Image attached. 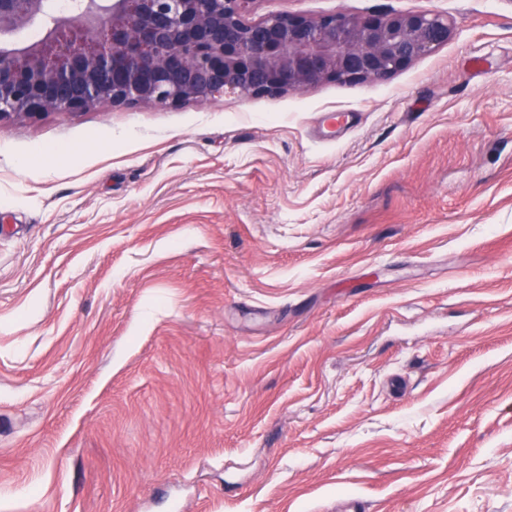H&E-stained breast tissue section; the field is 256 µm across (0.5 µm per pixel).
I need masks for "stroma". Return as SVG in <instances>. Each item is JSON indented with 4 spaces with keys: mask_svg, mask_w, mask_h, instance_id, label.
Wrapping results in <instances>:
<instances>
[{
    "mask_svg": "<svg viewBox=\"0 0 512 512\" xmlns=\"http://www.w3.org/2000/svg\"><path fill=\"white\" fill-rule=\"evenodd\" d=\"M421 10L379 82L0 125V512H512V0L250 18Z\"/></svg>",
    "mask_w": 512,
    "mask_h": 512,
    "instance_id": "stroma-1",
    "label": "stroma"
}]
</instances>
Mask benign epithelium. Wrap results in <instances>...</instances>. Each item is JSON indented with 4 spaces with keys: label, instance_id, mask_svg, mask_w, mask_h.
Masks as SVG:
<instances>
[{
    "label": "benign epithelium",
    "instance_id": "benign-epithelium-1",
    "mask_svg": "<svg viewBox=\"0 0 512 512\" xmlns=\"http://www.w3.org/2000/svg\"><path fill=\"white\" fill-rule=\"evenodd\" d=\"M254 0H0V123L101 105L171 106L383 80L448 41L429 11L270 16ZM39 28L23 45L17 35Z\"/></svg>",
    "mask_w": 512,
    "mask_h": 512
}]
</instances>
